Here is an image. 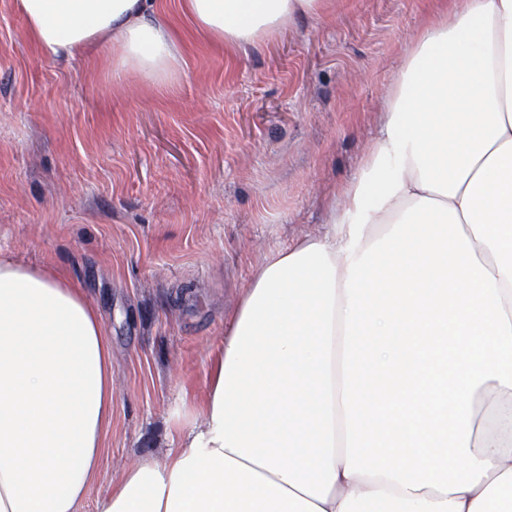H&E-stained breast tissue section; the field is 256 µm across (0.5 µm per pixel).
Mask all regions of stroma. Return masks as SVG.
<instances>
[{"label": "stroma", "instance_id": "stroma-1", "mask_svg": "<svg viewBox=\"0 0 512 512\" xmlns=\"http://www.w3.org/2000/svg\"><path fill=\"white\" fill-rule=\"evenodd\" d=\"M162 2L185 74L149 90L114 87L104 52L46 54L0 0V251L78 281L112 343V430L80 512L173 447L254 265L325 224L409 35L450 0H336L233 51Z\"/></svg>", "mask_w": 512, "mask_h": 512}]
</instances>
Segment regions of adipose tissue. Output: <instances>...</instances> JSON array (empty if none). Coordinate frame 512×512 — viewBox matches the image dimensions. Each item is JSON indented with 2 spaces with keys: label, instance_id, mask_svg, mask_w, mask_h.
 <instances>
[{
  "label": "adipose tissue",
  "instance_id": "obj_1",
  "mask_svg": "<svg viewBox=\"0 0 512 512\" xmlns=\"http://www.w3.org/2000/svg\"><path fill=\"white\" fill-rule=\"evenodd\" d=\"M47 53L183 71L160 0H19ZM264 44L334 0H180ZM112 426V344L53 263L0 255V512H78ZM164 460L98 512H512V0L412 35L322 232L266 255Z\"/></svg>",
  "mask_w": 512,
  "mask_h": 512
}]
</instances>
